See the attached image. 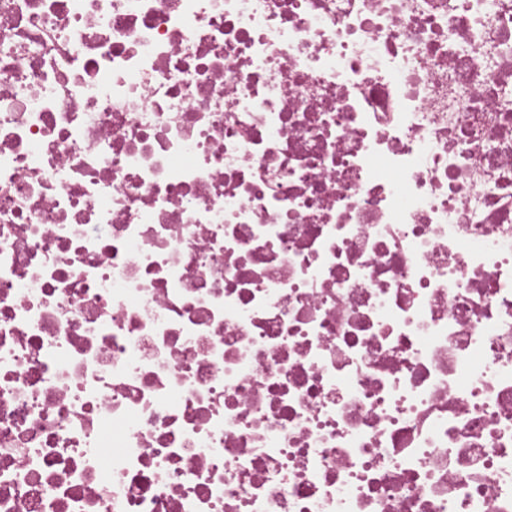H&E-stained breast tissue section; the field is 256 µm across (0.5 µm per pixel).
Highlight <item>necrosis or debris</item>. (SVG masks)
<instances>
[{
  "label": "necrosis or debris",
  "mask_w": 512,
  "mask_h": 512,
  "mask_svg": "<svg viewBox=\"0 0 512 512\" xmlns=\"http://www.w3.org/2000/svg\"><path fill=\"white\" fill-rule=\"evenodd\" d=\"M0 512H512V0H0Z\"/></svg>",
  "instance_id": "1"
}]
</instances>
